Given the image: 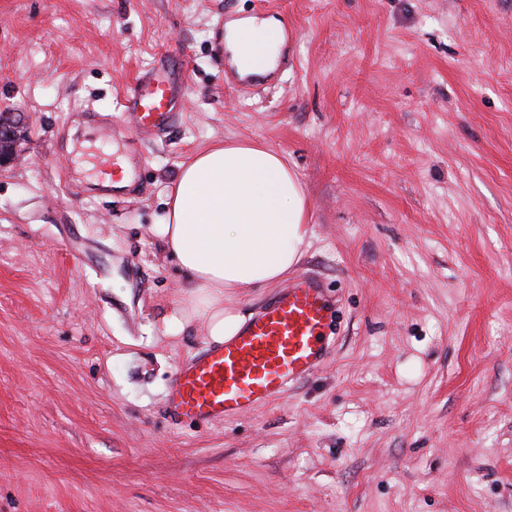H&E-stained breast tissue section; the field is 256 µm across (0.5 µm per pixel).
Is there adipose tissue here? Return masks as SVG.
Instances as JSON below:
<instances>
[{
	"instance_id": "obj_1",
	"label": "adipose tissue",
	"mask_w": 512,
	"mask_h": 512,
	"mask_svg": "<svg viewBox=\"0 0 512 512\" xmlns=\"http://www.w3.org/2000/svg\"><path fill=\"white\" fill-rule=\"evenodd\" d=\"M224 42L240 75L271 70L280 53L273 18L229 24ZM309 202L296 172L277 152L254 142L216 143L182 167L157 227L189 288L171 326L204 321L213 344L243 329L240 292L285 281L308 247Z\"/></svg>"
}]
</instances>
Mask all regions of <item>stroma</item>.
Segmentation results:
<instances>
[{
  "mask_svg": "<svg viewBox=\"0 0 512 512\" xmlns=\"http://www.w3.org/2000/svg\"><path fill=\"white\" fill-rule=\"evenodd\" d=\"M295 32L227 85L218 23ZM162 67L178 118L139 135ZM109 115L103 134L75 110ZM0 512H512V0H0ZM137 138L132 191L90 193ZM258 142L310 205L322 366L241 417L166 411L203 322L157 233L182 166ZM127 101L139 131L153 133L176 117L175 81L164 69L147 71L138 77ZM24 124L25 117L21 113H1L0 144L2 141V149L0 153V171L19 157L21 141L26 138L28 132V128L21 130Z\"/></svg>",
  "mask_w": 512,
  "mask_h": 512,
  "instance_id": "1",
  "label": "stroma"
}]
</instances>
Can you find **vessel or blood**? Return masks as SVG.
<instances>
[{"instance_id": "b4317fda", "label": "vessel or blood", "mask_w": 512, "mask_h": 512, "mask_svg": "<svg viewBox=\"0 0 512 512\" xmlns=\"http://www.w3.org/2000/svg\"><path fill=\"white\" fill-rule=\"evenodd\" d=\"M128 104L140 132L152 133L176 117V86L161 68L140 75ZM334 310L314 277H298L244 331L180 366L167 393L178 419L213 422L268 404L292 381L320 365L332 331Z\"/></svg>"}]
</instances>
